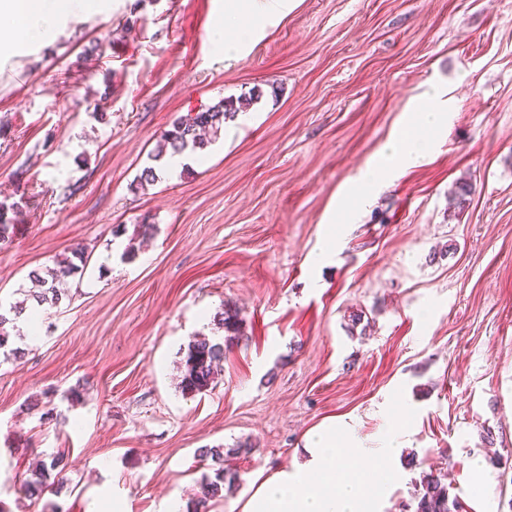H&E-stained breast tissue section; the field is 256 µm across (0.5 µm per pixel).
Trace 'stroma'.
Returning <instances> with one entry per match:
<instances>
[{"label": "stroma", "mask_w": 512, "mask_h": 512, "mask_svg": "<svg viewBox=\"0 0 512 512\" xmlns=\"http://www.w3.org/2000/svg\"><path fill=\"white\" fill-rule=\"evenodd\" d=\"M224 2L100 0L0 56V203L33 198L0 250V301L88 255L37 341L11 333L18 357L0 354V512L191 506L214 446L242 483L209 510L243 512L329 421L372 462L349 458L350 476L393 471L375 512H407L430 469L460 512H512V0H296L229 60ZM433 85L446 135L319 259L346 185ZM244 95L204 163L172 178L150 161L179 117ZM226 307L240 338L221 375L182 391L189 344L223 338ZM54 455L65 468L30 495Z\"/></svg>", "instance_id": "1"}]
</instances>
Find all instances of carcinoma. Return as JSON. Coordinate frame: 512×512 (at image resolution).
<instances>
[{
    "mask_svg": "<svg viewBox=\"0 0 512 512\" xmlns=\"http://www.w3.org/2000/svg\"><path fill=\"white\" fill-rule=\"evenodd\" d=\"M250 105V99L227 100L223 99L205 111L196 112L179 118L173 123L172 129L165 131L157 145L156 157L165 153L179 154L188 148L193 150L207 147L209 140L202 137V132L211 133L212 138H217L224 129L226 120L243 111ZM20 211L17 203L9 206L0 205V247L12 242L14 228L13 215ZM73 258H65L56 262L55 267L45 269L44 273H32V279L37 283V289L30 293L33 308L38 309L45 305L50 307L60 306L64 294L58 283L66 278L73 277L82 272L87 262V256L81 249L72 252ZM27 306L24 303L13 304L7 308L0 304V350L8 343L9 332L6 325H16L25 314ZM219 328L226 333L224 342H212L206 337L195 339L188 347L184 364V373L181 380V388L185 392H199L212 386L219 376L218 364L224 360V351L229 344L239 338L238 313L235 310L226 309L219 314ZM198 455L209 459L218 465L214 478L202 483L201 491L197 499L200 508L195 512L206 509V503L210 500L221 498L224 492H231L239 486L238 472L224 466V448H200ZM63 461V457L54 456L51 461L41 462L32 470L27 480V488L32 495H41L46 488L49 470L57 469ZM420 489L415 495L413 512H459V500L449 498L448 484L442 481V476L423 470L419 479Z\"/></svg>",
    "mask_w": 512,
    "mask_h": 512,
    "instance_id": "carcinoma-1",
    "label": "carcinoma"
}]
</instances>
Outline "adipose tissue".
<instances>
[{"label": "adipose tissue", "mask_w": 512, "mask_h": 512, "mask_svg": "<svg viewBox=\"0 0 512 512\" xmlns=\"http://www.w3.org/2000/svg\"><path fill=\"white\" fill-rule=\"evenodd\" d=\"M289 0H226L225 20L234 21L224 33V55L240 54L254 39L258 27L282 15ZM89 0H0V53L10 48L15 23H22L30 40L43 39L59 22L84 20ZM249 25H239L241 17ZM448 115L434 107L408 113L403 133L390 140L352 181L346 195L355 202L383 180L424 160L447 127ZM311 453L292 470L257 477L244 512H370L371 494L362 481L347 476L346 457L355 455L351 440L335 429H320L308 437Z\"/></svg>", "instance_id": "obj_1"}]
</instances>
